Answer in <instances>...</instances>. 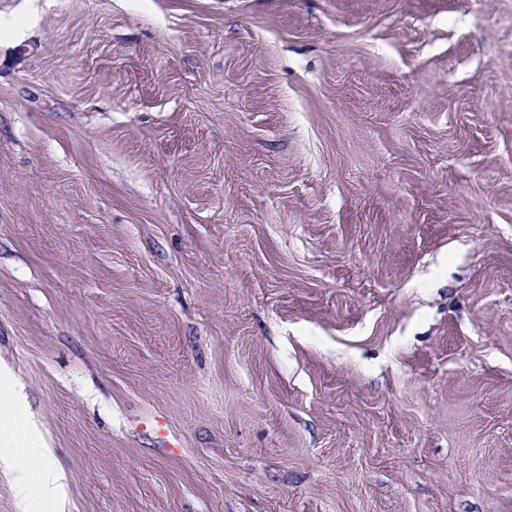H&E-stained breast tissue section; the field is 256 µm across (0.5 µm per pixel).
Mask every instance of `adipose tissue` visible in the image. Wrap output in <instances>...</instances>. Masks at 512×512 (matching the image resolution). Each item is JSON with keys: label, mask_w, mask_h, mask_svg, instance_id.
<instances>
[{"label": "adipose tissue", "mask_w": 512, "mask_h": 512, "mask_svg": "<svg viewBox=\"0 0 512 512\" xmlns=\"http://www.w3.org/2000/svg\"><path fill=\"white\" fill-rule=\"evenodd\" d=\"M20 401L12 376L0 371V467L22 472L14 486L21 512H48L49 505L63 496L64 477L51 464L46 449L16 452L19 439L30 436L28 424L17 410Z\"/></svg>", "instance_id": "ef3b65f1"}]
</instances>
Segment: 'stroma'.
Listing matches in <instances>:
<instances>
[{"label":"stroma","instance_id":"1","mask_svg":"<svg viewBox=\"0 0 512 512\" xmlns=\"http://www.w3.org/2000/svg\"><path fill=\"white\" fill-rule=\"evenodd\" d=\"M49 512H512V0H0V365Z\"/></svg>","mask_w":512,"mask_h":512}]
</instances>
